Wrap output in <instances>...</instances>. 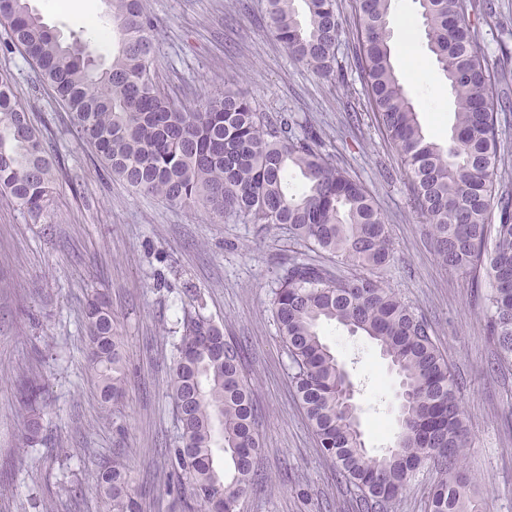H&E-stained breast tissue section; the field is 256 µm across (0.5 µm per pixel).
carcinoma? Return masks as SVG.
<instances>
[{
  "mask_svg": "<svg viewBox=\"0 0 512 512\" xmlns=\"http://www.w3.org/2000/svg\"><path fill=\"white\" fill-rule=\"evenodd\" d=\"M112 54L102 62L83 35L65 40L30 7L0 0L9 44L22 49L65 104L81 136L112 177L136 192L205 212L214 222L285 227L307 254L288 260L277 279L272 314L289 361L290 382L316 448L336 477L357 492L359 512H396L420 469L439 474L427 512H483L467 458L470 420L459 383L428 321L381 280L392 260L385 217L362 183L336 167L322 135L293 115L268 116L234 89L182 103L160 87L153 24L143 0H105ZM267 0L271 35L318 76H336L343 20L335 0ZM356 60L378 127L397 147L411 185L410 208L426 224L438 264L470 275L482 294L488 338L499 370L512 371V194L495 190L501 164L492 88L508 70L489 63L476 37L492 5L473 0H418L437 70L456 103L448 143L423 129L393 64V0H356ZM303 178L299 188L291 172ZM54 165L45 138L0 75V192L33 219L53 198ZM362 270L344 276L320 257ZM203 303L184 310L172 339L169 387L178 435L166 449L176 480L172 512H237L256 478L262 451L253 404L254 379L242 345L224 339V354L199 350L200 337L222 336ZM324 322L369 338L400 377L404 392L395 447L365 446L357 408L343 395L347 371L320 333ZM112 313L100 298L85 314V334L104 403L125 395L124 356ZM40 417L24 423L22 442H41ZM223 456L225 468L216 467ZM124 452L99 470L109 512H141L131 493Z\"/></svg>",
  "mask_w": 512,
  "mask_h": 512,
  "instance_id": "obj_1",
  "label": "carcinoma"
}]
</instances>
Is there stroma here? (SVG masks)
I'll return each instance as SVG.
<instances>
[{
  "mask_svg": "<svg viewBox=\"0 0 512 512\" xmlns=\"http://www.w3.org/2000/svg\"><path fill=\"white\" fill-rule=\"evenodd\" d=\"M478 38L490 59L512 52V0ZM63 36L83 30L102 48L105 0H30ZM344 21L338 64L326 80L293 60L268 31L265 0H144L157 36L159 79L176 99H203L225 80L268 113L288 112L321 128L338 167L358 179L384 214L393 259L383 271L430 323L459 382L474 434L468 467L485 512H512V374L493 367L495 349L469 276L438 265L428 227L408 207L410 186L395 146L378 130L353 59L355 0H336ZM393 62L427 133L447 142L454 101L427 48L417 0H393ZM0 23V72L43 134L56 167L47 212L31 218L0 194V512H103L100 467L127 455L144 512H171L165 448L177 435L168 387L171 336L182 308L199 299L226 336L240 341L257 378L262 417L260 475L240 512H357L353 494L316 448L288 377L272 317L280 266L303 250L287 230L211 223L112 178L68 112ZM107 296L123 346L125 397L105 413L89 367L85 308ZM324 336L353 382L370 452L392 446L397 376L366 337L334 323ZM36 379L43 440L21 443L22 377Z\"/></svg>",
  "mask_w": 512,
  "mask_h": 512,
  "instance_id": "1",
  "label": "stroma"
}]
</instances>
